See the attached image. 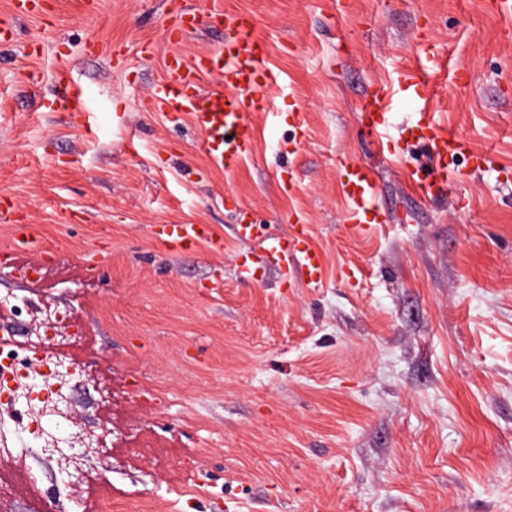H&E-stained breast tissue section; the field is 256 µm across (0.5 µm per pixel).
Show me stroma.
Segmentation results:
<instances>
[{
  "label": "stroma",
  "mask_w": 512,
  "mask_h": 512,
  "mask_svg": "<svg viewBox=\"0 0 512 512\" xmlns=\"http://www.w3.org/2000/svg\"><path fill=\"white\" fill-rule=\"evenodd\" d=\"M53 2L0 46V198L14 209L0 246L27 224L52 254L38 282L0 264V299L27 302L0 330L22 344L42 307L67 310L90 381L66 409L109 434L75 484L0 404L27 454H0V512H98L106 496L137 497V512H512V17L480 0H224L255 17L280 75L275 116L255 114L254 150L227 172L188 118L143 104L169 53L219 48L223 29L173 44L168 0ZM421 36L447 54L430 77L437 123L492 157L479 174L460 161L433 200L405 183L422 149L379 152L360 116ZM77 87L84 109L41 111ZM344 161L371 170L388 217L363 237L347 230ZM240 206L276 235L308 224L323 286L272 266L241 282L237 255L261 249L236 236ZM158 224L211 225L224 249L171 253Z\"/></svg>",
  "instance_id": "obj_1"
}]
</instances>
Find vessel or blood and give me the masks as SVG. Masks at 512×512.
Returning a JSON list of instances; mask_svg holds the SVG:
<instances>
[{
  "mask_svg": "<svg viewBox=\"0 0 512 512\" xmlns=\"http://www.w3.org/2000/svg\"><path fill=\"white\" fill-rule=\"evenodd\" d=\"M43 4L44 0H13L11 14L0 17V42L13 41L16 16L40 14ZM205 18L210 23L223 25L227 34L223 49L204 52L190 60L177 54L170 56L163 76L151 88L147 106L175 118L188 117L202 134V147L206 153L230 172L250 154L258 138V127L251 115L270 111L267 93L278 85L279 77L269 66L250 20L224 10L220 0H213L204 17L192 8H183L174 26L167 29L170 42L184 40ZM422 50L423 63L400 70L392 81L375 84L364 100L361 112L367 134L386 146L391 141L390 116L394 107L403 101L414 105L415 112L400 135L422 148L426 164L409 171L407 178L417 197L433 199L455 180L458 157H470V169L475 173L487 171L490 158L487 154L472 152L463 136L436 127L427 74L439 69L441 57L431 44H423ZM205 74L215 78L207 88L201 80ZM340 175L342 190L349 202L347 219L353 231L363 233L373 225L385 223L386 213L379 204L370 170L357 163L345 162L341 165ZM236 233L239 238L259 242L266 263L287 272L297 271L309 286L321 284L323 258L312 246L306 225H293L289 235L272 239L267 236L265 225L254 220L251 212L242 209L238 212ZM155 235L171 251L214 240L207 224H161ZM5 253L31 264H43L51 259L50 252L26 225L20 227Z\"/></svg>",
  "mask_w": 512,
  "mask_h": 512,
  "instance_id": "vessel-or-blood-1",
  "label": "vessel or blood"
}]
</instances>
